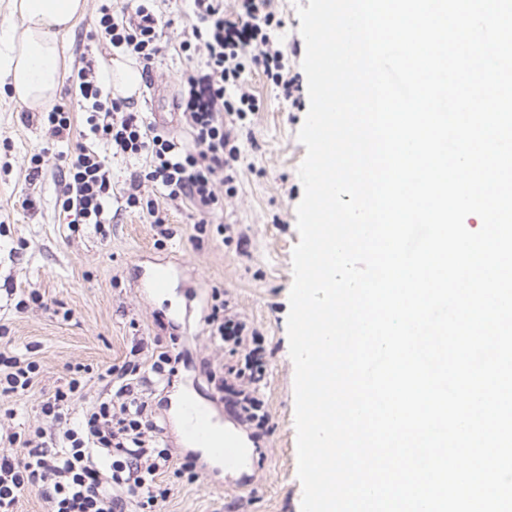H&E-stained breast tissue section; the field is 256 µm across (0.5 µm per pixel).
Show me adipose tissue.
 Here are the masks:
<instances>
[{
    "mask_svg": "<svg viewBox=\"0 0 512 512\" xmlns=\"http://www.w3.org/2000/svg\"><path fill=\"white\" fill-rule=\"evenodd\" d=\"M87 0H13L22 23L5 38L0 73L9 81L16 101L27 109L52 104L60 91L62 59L57 41L84 15Z\"/></svg>",
    "mask_w": 512,
    "mask_h": 512,
    "instance_id": "ef3b65f1",
    "label": "adipose tissue"
}]
</instances>
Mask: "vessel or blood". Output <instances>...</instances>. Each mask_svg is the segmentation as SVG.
I'll return each mask as SVG.
<instances>
[{"label":"vessel or blood","mask_w":512,"mask_h":512,"mask_svg":"<svg viewBox=\"0 0 512 512\" xmlns=\"http://www.w3.org/2000/svg\"><path fill=\"white\" fill-rule=\"evenodd\" d=\"M185 418L183 437L192 446L208 449L210 456L225 469L235 470L243 463V450L235 437L224 433L211 405L188 396L182 402Z\"/></svg>","instance_id":"vessel-or-blood-1"}]
</instances>
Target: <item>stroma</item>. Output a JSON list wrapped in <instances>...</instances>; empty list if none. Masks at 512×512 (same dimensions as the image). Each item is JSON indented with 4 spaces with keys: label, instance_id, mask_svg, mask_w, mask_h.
Masks as SVG:
<instances>
[{
    "label": "stroma",
    "instance_id": "stroma-1",
    "mask_svg": "<svg viewBox=\"0 0 512 512\" xmlns=\"http://www.w3.org/2000/svg\"><path fill=\"white\" fill-rule=\"evenodd\" d=\"M308 2L274 0L284 24L276 46L288 53L297 91L285 96L259 72L247 79L261 108L240 138L237 192L225 198L219 216L220 222L246 238L242 250L214 232L202 248H195L190 241L192 210L179 201L165 204L175 236L157 246L148 215L125 207L133 190L131 175L146 165L142 157L113 159L112 222L103 233L91 224L69 230L58 202L61 186L54 163H47L36 180H28L34 151L45 147L55 154L79 140L85 115L74 102V80L81 55H94L103 67L115 56L93 37L99 0H87L85 16L59 37L65 60L59 100L71 106L69 141H53L40 124L24 120L21 106L0 81V322L9 326L17 347L37 345L41 365L36 390L0 396V427L21 433L37 424L42 392L63 384L69 366L77 363L90 367L85 393L87 398L96 397L98 371L121 364L134 337H160L162 346L181 353L182 359L155 406L157 419L172 451L193 455L200 463L197 481L178 484L166 512H301L287 318L292 251L299 241L296 207L303 197L298 168L306 155L297 133L309 109L302 69L306 47L296 6ZM158 8L168 21L163 28L167 51L131 98L130 109L150 119L167 113V130L186 142L190 134L175 112L187 65L180 43L196 18L189 0H160ZM158 262L167 263L173 272L163 295L143 286ZM215 287L223 289L233 308L260 334L265 349L266 371L256 390L268 421L260 430L246 428L252 448L236 473L210 461L205 449L190 448L178 422L177 401L184 394L201 401L213 397L204 362L231 365L238 360L215 344L203 324ZM12 288L38 289L43 307L15 311L16 299L8 294Z\"/></svg>",
    "mask_w": 512,
    "mask_h": 512
}]
</instances>
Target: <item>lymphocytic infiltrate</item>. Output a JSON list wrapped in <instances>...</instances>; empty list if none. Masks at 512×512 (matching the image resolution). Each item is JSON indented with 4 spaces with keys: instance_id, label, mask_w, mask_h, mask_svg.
Wrapping results in <instances>:
<instances>
[{
    "instance_id": "f902f5d3",
    "label": "lymphocytic infiltrate",
    "mask_w": 512,
    "mask_h": 512,
    "mask_svg": "<svg viewBox=\"0 0 512 512\" xmlns=\"http://www.w3.org/2000/svg\"><path fill=\"white\" fill-rule=\"evenodd\" d=\"M191 2L197 23L180 50L203 62L184 71L178 103L191 144L159 131L129 111L125 101L110 97L97 60L81 57L77 100L87 112L85 128L73 150L51 158L64 178L59 201L70 223H108L111 160L143 156L148 164L134 173V182L161 187L165 199L188 201L196 217L191 240L201 243L223 207L224 194L235 191L242 124L260 109L247 87L248 74L262 71L275 86L292 91L285 54L272 46L282 26L273 0H237L238 10L231 15L224 11V0ZM161 24V15L145 0L121 13L106 0L99 8L96 36L132 55L147 75L165 51ZM204 322L220 345L246 350L243 361L230 370L207 368L217 401L239 422L264 427V403L251 388L264 372L263 347L249 344L245 321L221 289H212ZM143 349V343L133 344L121 365L99 372L103 387L91 400L84 394L89 368L76 365L64 385L44 394L38 425L1 439L6 447L0 451V512H16L19 499L32 489L39 492L43 512H165L174 479L196 481V458L173 460L152 404L154 395L170 384L181 356L156 350L146 363L140 358ZM34 351L31 345L16 350L6 326L0 325V395L23 394L36 386L40 364ZM80 400L85 407L75 422L69 410ZM168 472L173 481L165 480Z\"/></svg>"
}]
</instances>
